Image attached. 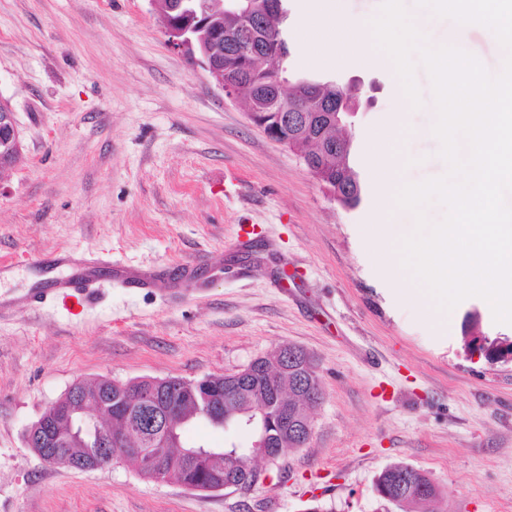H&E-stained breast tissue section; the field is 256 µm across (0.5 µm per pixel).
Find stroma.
Listing matches in <instances>:
<instances>
[{"label": "stroma", "mask_w": 512, "mask_h": 512, "mask_svg": "<svg viewBox=\"0 0 512 512\" xmlns=\"http://www.w3.org/2000/svg\"><path fill=\"white\" fill-rule=\"evenodd\" d=\"M321 4L351 22L344 54L301 25L304 0H286L289 63L363 85L354 136L370 192L356 211L169 43L149 0H0V99L23 156L0 173V301L35 288L34 257L57 249L159 280L0 317V512H379L374 479L398 461L430 475L444 512H512V362L463 339L469 314L492 339L512 341V324L473 296L438 330L369 245L415 221L383 203V183L447 171L430 76L416 64L422 104L394 108V65L374 63L363 26L381 0ZM284 344L310 356L324 398L310 441L262 462L251 491H191L124 462L55 467L24 443L75 382L197 380Z\"/></svg>", "instance_id": "stroma-1"}]
</instances>
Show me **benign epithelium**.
Returning a JSON list of instances; mask_svg holds the SVG:
<instances>
[{
    "label": "benign epithelium",
    "mask_w": 512,
    "mask_h": 512,
    "mask_svg": "<svg viewBox=\"0 0 512 512\" xmlns=\"http://www.w3.org/2000/svg\"><path fill=\"white\" fill-rule=\"evenodd\" d=\"M227 8L236 16V23L224 26L211 12H199L192 0H172L167 9L164 31L168 41L208 73V76L231 98L243 97L244 76L250 70L253 59L261 56L270 36L265 19L268 13L286 15L282 0H266L265 10L256 12L251 0H227ZM209 34L208 44L196 53L195 41L201 33ZM237 60L239 68L234 72L224 70V55ZM361 83L350 81L342 84L336 80L300 78L292 84L289 78L278 76L266 92L245 101L250 121L260 128L270 140L295 150L305 140L314 145L311 153L301 157L312 176L322 185L331 200L342 202L344 194L337 180L339 167L335 160L346 155L354 146L350 128L358 113V97ZM21 148L20 133L12 108L0 109V169L9 167L8 159L16 157ZM467 347L482 352L494 348L503 359L512 361V342L491 340L476 335L467 341ZM303 357L299 347L285 344L265 355L271 363L279 364L281 371H288V362ZM141 387L137 395L148 399L168 387L188 386L183 379L146 377L138 380ZM295 392L306 400V406L298 407L279 395L272 415L258 410V418H250L254 440L252 455L273 460V439L280 446L288 445L311 433L310 409L320 403L313 389V382L303 378L296 380ZM72 397L82 401V409L74 410L63 400L51 403L39 419L28 427L24 441L29 448H39L38 456L57 467L85 470V459L63 452L73 446L96 449L95 468H102L120 460L112 455V448H122L136 440L130 429L113 431L110 417L112 401L102 393L90 398L78 384L69 389ZM195 415L204 417L216 427L225 423L224 405L211 396L196 404ZM168 424V411L160 404L153 405L141 416L144 428L163 429Z\"/></svg>",
    "instance_id": "obj_1"
}]
</instances>
